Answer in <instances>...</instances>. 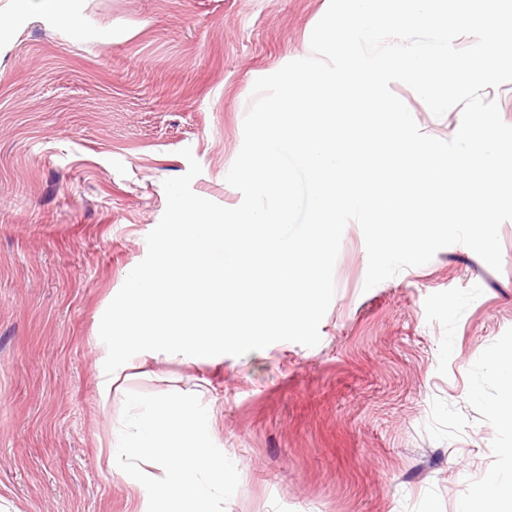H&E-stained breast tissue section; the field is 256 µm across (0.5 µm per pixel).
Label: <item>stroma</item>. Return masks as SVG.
<instances>
[{
    "mask_svg": "<svg viewBox=\"0 0 512 512\" xmlns=\"http://www.w3.org/2000/svg\"><path fill=\"white\" fill-rule=\"evenodd\" d=\"M329 0H79V30H0V498L12 512H140L145 488L106 463L123 395L103 403L101 317L147 254L163 183L233 208L225 177L255 81L308 57ZM391 89L421 131L434 115ZM502 268L454 244L365 289L343 233L321 341L243 356L133 357L125 392L192 393L239 486L226 512H462L487 475L512 486L495 352L512 348V220Z\"/></svg>",
    "mask_w": 512,
    "mask_h": 512,
    "instance_id": "stroma-1",
    "label": "stroma"
}]
</instances>
